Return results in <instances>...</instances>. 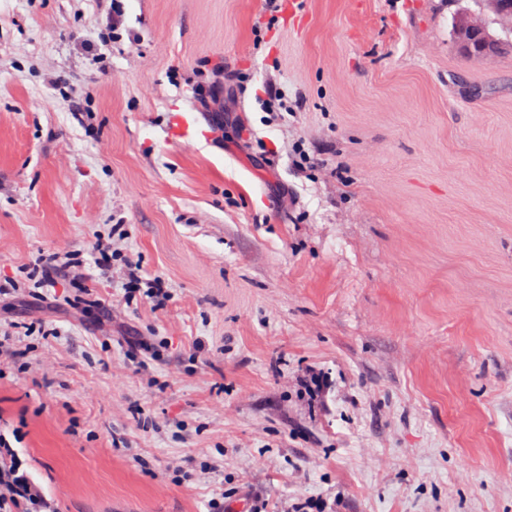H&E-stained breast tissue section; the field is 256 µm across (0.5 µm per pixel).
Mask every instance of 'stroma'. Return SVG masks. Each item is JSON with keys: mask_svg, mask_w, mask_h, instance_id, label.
<instances>
[{"mask_svg": "<svg viewBox=\"0 0 512 512\" xmlns=\"http://www.w3.org/2000/svg\"><path fill=\"white\" fill-rule=\"evenodd\" d=\"M121 2L117 43L110 0H0V282L84 273L0 300L32 475L61 512H512V54L461 58L455 0ZM115 224L163 306L92 253ZM69 255V251L65 248L55 249L46 254H41L37 260V274L41 282L42 288H52L58 278L59 269L62 267L69 270L72 269L74 276L83 275L82 271L77 266H71L66 257ZM323 380L322 373L312 367L301 370V372L292 379L301 394H307L312 400H316L322 395L324 388Z\"/></svg>", "mask_w": 512, "mask_h": 512, "instance_id": "obj_1", "label": "stroma"}]
</instances>
